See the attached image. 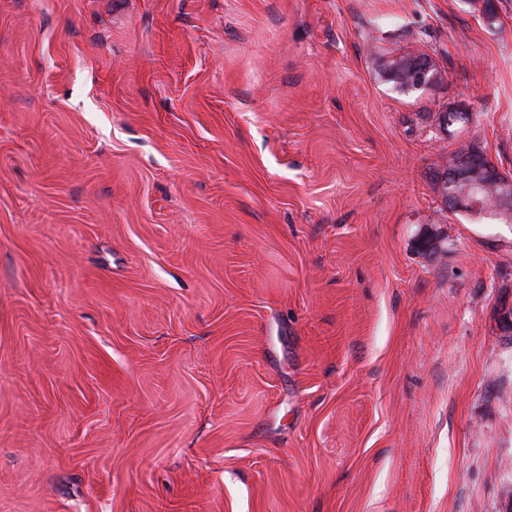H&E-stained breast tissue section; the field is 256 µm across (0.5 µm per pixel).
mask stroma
<instances>
[{"label": "stroma", "mask_w": 512, "mask_h": 512, "mask_svg": "<svg viewBox=\"0 0 512 512\" xmlns=\"http://www.w3.org/2000/svg\"><path fill=\"white\" fill-rule=\"evenodd\" d=\"M498 11L0 0V512H502L512 224L434 181L512 174ZM424 58L428 60L431 64L432 70L431 74L434 77V82L437 79L438 70L436 69L434 63L430 59V57L419 51L414 54H406L403 56H396L391 59H388L382 65V73L384 78L387 81L391 82L397 89L401 91H414L415 89L420 90L419 87H423L424 84H420L418 87L412 82V76L409 74V71L405 70L402 66L404 62H407L410 59H419ZM425 60H418L414 63V67L422 74H426L430 70V64ZM451 164L444 167L448 170V182L441 188V174L436 176L441 196L448 194V211L467 212L469 215L494 216L498 221V214L494 208L493 191H488L486 199L481 207L480 199L483 191L488 185H494L498 190L499 210L505 217L507 224L512 222V181L508 178L494 162L485 161L483 157L469 150H454L452 153ZM444 171V173L446 172ZM463 182L468 186L465 193L458 194L452 190L448 191V185ZM440 186V187H439Z\"/></svg>", "instance_id": "1"}]
</instances>
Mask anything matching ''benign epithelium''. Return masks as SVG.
<instances>
[{"mask_svg": "<svg viewBox=\"0 0 512 512\" xmlns=\"http://www.w3.org/2000/svg\"><path fill=\"white\" fill-rule=\"evenodd\" d=\"M463 182L468 190L458 194L448 191V211L465 212L480 206V196L492 185L498 190L499 210L506 222H512V179L508 178L495 163L469 150H454L448 166V184Z\"/></svg>", "mask_w": 512, "mask_h": 512, "instance_id": "1", "label": "benign epithelium"}]
</instances>
